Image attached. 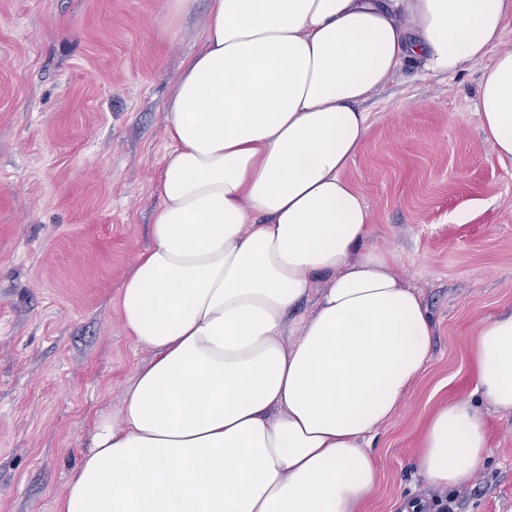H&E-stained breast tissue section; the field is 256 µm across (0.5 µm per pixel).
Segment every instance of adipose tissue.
<instances>
[{
  "mask_svg": "<svg viewBox=\"0 0 512 512\" xmlns=\"http://www.w3.org/2000/svg\"><path fill=\"white\" fill-rule=\"evenodd\" d=\"M204 47L166 105L171 150L151 245L119 296L152 352L118 414H98L58 512H366L370 448L432 352L420 293L368 244L344 172L359 104L404 60L454 75L493 56L475 111L512 158V0H213ZM314 312L286 336L288 312ZM475 400L428 419L417 467L462 484L512 414V310L470 348Z\"/></svg>",
  "mask_w": 512,
  "mask_h": 512,
  "instance_id": "adipose-tissue-1",
  "label": "adipose tissue"
}]
</instances>
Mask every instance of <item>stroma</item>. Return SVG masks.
Masks as SVG:
<instances>
[{"mask_svg": "<svg viewBox=\"0 0 512 512\" xmlns=\"http://www.w3.org/2000/svg\"><path fill=\"white\" fill-rule=\"evenodd\" d=\"M168 3L0 0V512H55L96 414L117 412L151 358L119 294L151 244L165 104L212 6L176 21ZM482 69L407 60L362 104L370 128L345 177L434 326L372 443L368 512H512L511 414L488 412L489 454L460 486L428 485L415 462L430 415L473 395L472 330L512 308V158L480 131Z\"/></svg>", "mask_w": 512, "mask_h": 512, "instance_id": "1", "label": "stroma"}]
</instances>
